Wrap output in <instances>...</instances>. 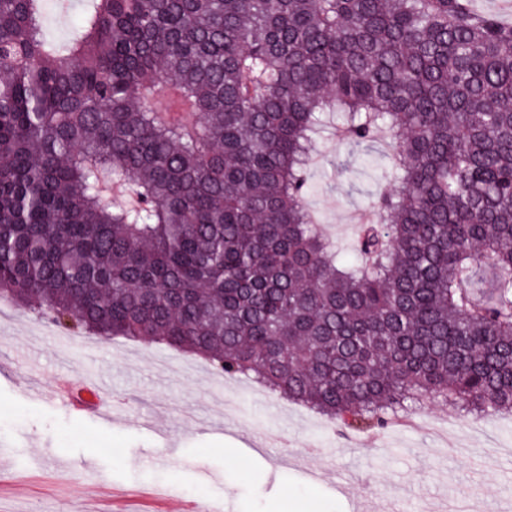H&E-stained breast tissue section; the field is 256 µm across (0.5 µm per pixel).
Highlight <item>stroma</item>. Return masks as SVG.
Here are the masks:
<instances>
[{
	"label": "stroma",
	"instance_id": "35a3bbf8",
	"mask_svg": "<svg viewBox=\"0 0 512 512\" xmlns=\"http://www.w3.org/2000/svg\"><path fill=\"white\" fill-rule=\"evenodd\" d=\"M382 145L321 140L309 207L349 246L354 217L380 184ZM99 378L109 417L75 413L58 378ZM51 449L65 476L39 471ZM15 482L0 512H182L205 496L226 512H499L512 485V416L435 399L410 422L341 434L311 409L253 380L219 378L203 358L164 344L63 331L0 299V450Z\"/></svg>",
	"mask_w": 512,
	"mask_h": 512
}]
</instances>
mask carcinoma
<instances>
[{"instance_id": "1", "label": "carcinoma", "mask_w": 512, "mask_h": 512, "mask_svg": "<svg viewBox=\"0 0 512 512\" xmlns=\"http://www.w3.org/2000/svg\"><path fill=\"white\" fill-rule=\"evenodd\" d=\"M0 0V299L344 431L512 413V26L472 0ZM386 146L350 250L316 138Z\"/></svg>"}]
</instances>
